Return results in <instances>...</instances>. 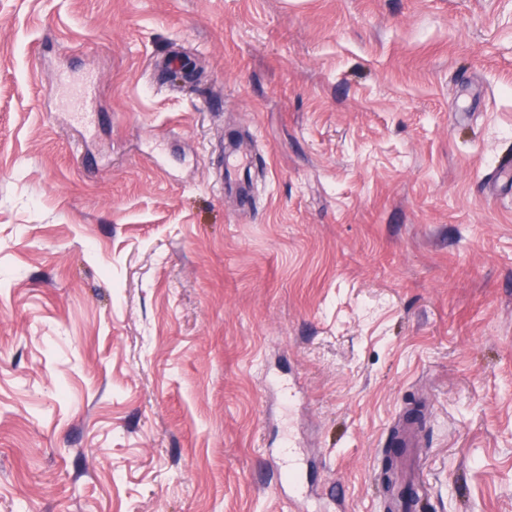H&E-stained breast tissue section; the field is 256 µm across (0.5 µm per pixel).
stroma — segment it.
<instances>
[{
  "mask_svg": "<svg viewBox=\"0 0 512 512\" xmlns=\"http://www.w3.org/2000/svg\"><path fill=\"white\" fill-rule=\"evenodd\" d=\"M507 153L512 0H0V512H512ZM394 436L398 448L404 452H414L420 447L419 432L415 422L409 419H400L394 428Z\"/></svg>",
  "mask_w": 512,
  "mask_h": 512,
  "instance_id": "stroma-1",
  "label": "stroma"
}]
</instances>
